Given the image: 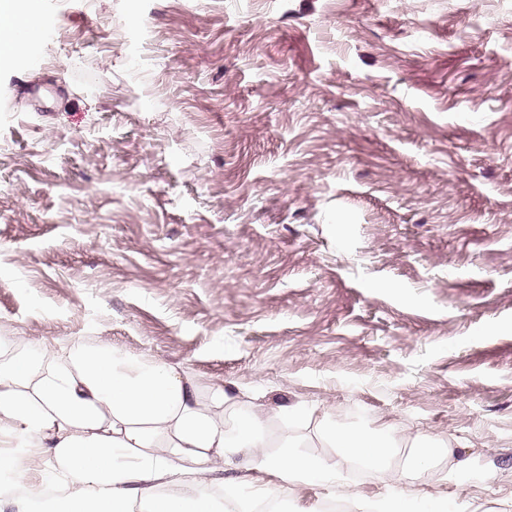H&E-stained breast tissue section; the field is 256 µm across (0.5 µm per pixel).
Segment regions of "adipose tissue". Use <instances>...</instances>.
<instances>
[{
	"label": "adipose tissue",
	"instance_id": "adipose-tissue-1",
	"mask_svg": "<svg viewBox=\"0 0 512 512\" xmlns=\"http://www.w3.org/2000/svg\"><path fill=\"white\" fill-rule=\"evenodd\" d=\"M34 0H0V60L39 31ZM38 361L13 352L0 330V440L8 463L47 458L41 484L28 486L20 512H256L220 478L244 466L261 487L336 479L334 463L287 450L264 454L267 409L213 389L202 399L185 371L112 345L37 342ZM322 436L339 457L386 466L395 437L362 427Z\"/></svg>",
	"mask_w": 512,
	"mask_h": 512
}]
</instances>
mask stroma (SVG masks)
I'll return each instance as SVG.
<instances>
[{
	"mask_svg": "<svg viewBox=\"0 0 512 512\" xmlns=\"http://www.w3.org/2000/svg\"><path fill=\"white\" fill-rule=\"evenodd\" d=\"M0 63V328L107 342L512 512V0H37ZM435 459L419 464L413 447ZM315 410L303 406H289L278 408L275 416L282 418L288 423V429L298 430L308 426ZM322 436L330 448H336L339 457L372 469L386 466L396 447L395 437L390 431H375L362 427L338 430L325 417Z\"/></svg>",
	"mask_w": 512,
	"mask_h": 512,
	"instance_id": "1",
	"label": "stroma"
}]
</instances>
